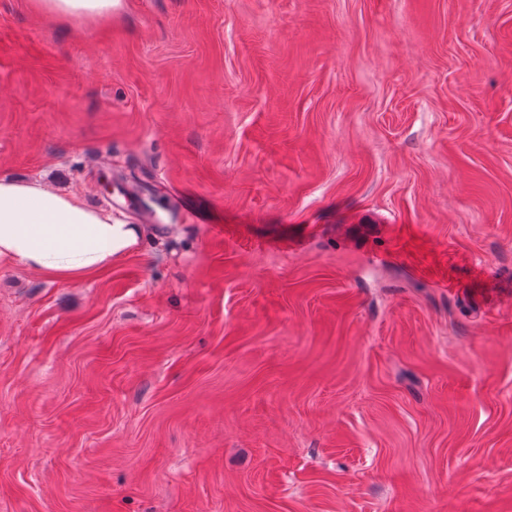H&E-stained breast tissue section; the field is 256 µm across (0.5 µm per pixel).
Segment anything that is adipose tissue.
<instances>
[{
	"mask_svg": "<svg viewBox=\"0 0 512 512\" xmlns=\"http://www.w3.org/2000/svg\"><path fill=\"white\" fill-rule=\"evenodd\" d=\"M120 0H35L38 10L59 19L100 20ZM138 230L113 223L72 193L38 181L0 179V265L38 271L71 283L107 270L131 250Z\"/></svg>",
	"mask_w": 512,
	"mask_h": 512,
	"instance_id": "obj_1",
	"label": "adipose tissue"
}]
</instances>
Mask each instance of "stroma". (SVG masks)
<instances>
[{"label":"stroma","instance_id":"35a3bbf8","mask_svg":"<svg viewBox=\"0 0 512 512\" xmlns=\"http://www.w3.org/2000/svg\"><path fill=\"white\" fill-rule=\"evenodd\" d=\"M141 230L0 266V512H512V0H0V179ZM34 6L59 19H111L120 0H36Z\"/></svg>","mask_w":512,"mask_h":512}]
</instances>
